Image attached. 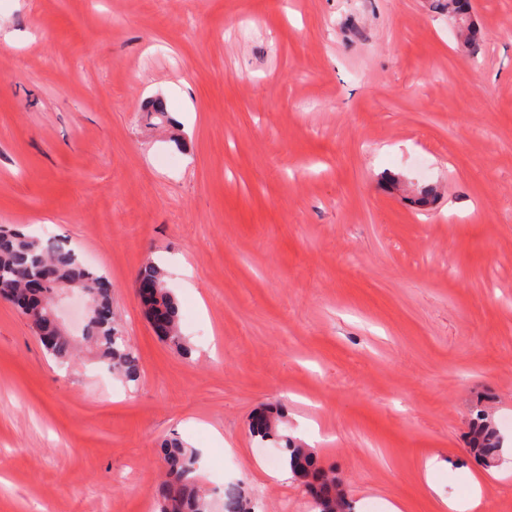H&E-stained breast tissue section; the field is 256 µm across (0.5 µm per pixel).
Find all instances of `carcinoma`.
<instances>
[{
    "instance_id": "cac0c4a2",
    "label": "carcinoma",
    "mask_w": 512,
    "mask_h": 512,
    "mask_svg": "<svg viewBox=\"0 0 512 512\" xmlns=\"http://www.w3.org/2000/svg\"><path fill=\"white\" fill-rule=\"evenodd\" d=\"M166 271L154 264L145 266L138 280L155 285L152 298L144 303L147 316L161 314L165 327L156 333L182 352L189 351L179 329V307L167 287ZM46 279L53 285L84 286L90 290L92 320L83 339L96 347L97 354L114 375L127 382L140 378L138 358L116 322L112 309V285L105 275L84 264L79 253L64 241L30 237L17 230L0 228V298L24 308L39 303L34 285ZM51 302L31 319V327L45 351L60 366L70 363L74 342L71 336L52 329ZM264 421L252 426L254 436L263 441L283 440L279 433L280 415L263 412ZM470 451L485 465L498 459L500 440L496 432L476 417L471 422ZM284 463L292 475L305 481L317 512H348L346 498L336 477L315 466L312 452L291 441L283 448ZM164 480L157 489L158 512H210L207 495L198 485L194 473L199 453L178 438L164 441L161 447ZM224 512H247V502L239 488L227 493Z\"/></svg>"
}]
</instances>
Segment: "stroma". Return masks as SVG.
<instances>
[{
    "label": "stroma",
    "instance_id": "stroma-1",
    "mask_svg": "<svg viewBox=\"0 0 512 512\" xmlns=\"http://www.w3.org/2000/svg\"><path fill=\"white\" fill-rule=\"evenodd\" d=\"M470 12L474 48L437 0H0V226L105 273L140 366L58 367L0 300V512H155L172 436L212 512H316L267 407L354 512H438L473 471L512 512V0ZM479 412L502 452L466 472ZM166 278V271L158 265L150 264L140 270L138 280L151 283L157 287L152 298L143 303L146 315L150 321L152 315L162 314L166 319V324L161 329H155L156 333L187 354L189 347L179 329L178 303L167 287ZM264 421L262 424L252 425L251 430L254 437H259L262 441L279 440L283 437L279 433L280 415L277 412L265 411L262 413Z\"/></svg>",
    "mask_w": 512,
    "mask_h": 512
}]
</instances>
